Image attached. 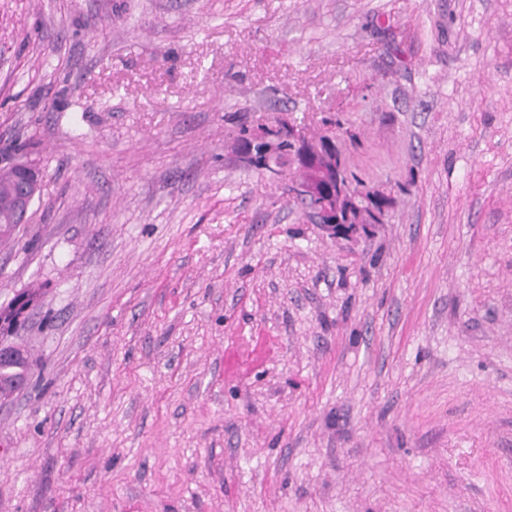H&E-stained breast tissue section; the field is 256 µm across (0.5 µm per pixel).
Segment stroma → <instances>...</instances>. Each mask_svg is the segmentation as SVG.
Wrapping results in <instances>:
<instances>
[{
	"label": "stroma",
	"mask_w": 512,
	"mask_h": 512,
	"mask_svg": "<svg viewBox=\"0 0 512 512\" xmlns=\"http://www.w3.org/2000/svg\"><path fill=\"white\" fill-rule=\"evenodd\" d=\"M284 117L371 235L239 160ZM14 155L0 512H512V0H0ZM291 140L294 147L284 160L295 167L299 174L310 171L322 160L330 161V169L335 172V177L329 175L324 179L306 181L299 179L296 183V193L314 223L318 224L330 238L351 239L364 233V229H368L369 224L385 222L386 207L382 206L379 211L372 205V202L379 199V195L375 191L363 190L359 195L352 196L340 182L336 187V152L340 158L341 154L337 148L334 149L333 139L324 140L322 143L319 138L309 139L294 128ZM329 156H332L331 160ZM342 169L345 178L355 190L363 186L358 176L347 169L344 160H342ZM343 202H345L344 208H342ZM366 209L371 213V217L366 214ZM352 210L359 214L362 213L359 218L363 215L366 222L353 221ZM342 211L345 213L346 221H342ZM40 187L41 175L36 165L28 161L4 164L0 160V215L2 208L15 219L26 216L40 196ZM19 354L17 350L3 349L0 345V356L8 357L0 359V384L1 388L12 387L14 381H19L27 377L29 371L28 358H16Z\"/></svg>",
	"instance_id": "stroma-1"
}]
</instances>
